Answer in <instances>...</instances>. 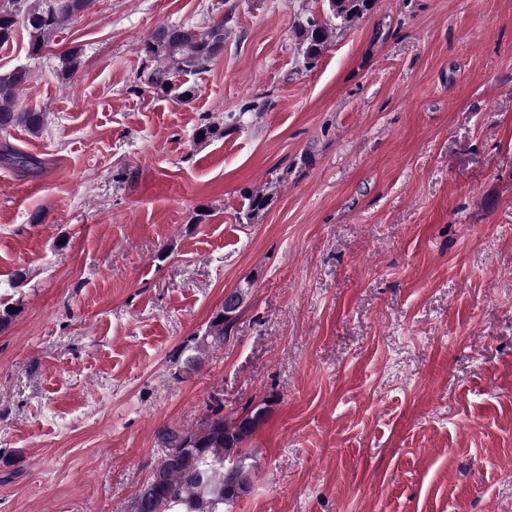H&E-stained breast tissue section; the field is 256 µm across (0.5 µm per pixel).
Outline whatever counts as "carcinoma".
I'll list each match as a JSON object with an SVG mask.
<instances>
[{"label":"carcinoma","mask_w":512,"mask_h":512,"mask_svg":"<svg viewBox=\"0 0 512 512\" xmlns=\"http://www.w3.org/2000/svg\"><path fill=\"white\" fill-rule=\"evenodd\" d=\"M95 0H8L0 7V46L14 40L23 30L28 37L29 56L40 55L55 34L76 15L88 10ZM327 18L310 16L299 25L298 48L306 67L312 68L337 30L334 21L354 26L370 11L376 0H326ZM224 50V20L206 26L170 24L154 30L144 41L143 52L150 62L144 70L145 85L154 93L188 101L195 90L175 84L180 74H198L208 69ZM62 76L71 77L78 69L79 50L72 48L61 56ZM25 66L0 69V136L15 127L33 134L45 125L46 113L39 108H21L16 93L29 81ZM0 161L25 170L40 162L4 141ZM247 216L266 209L271 197L264 187L245 189ZM230 328L228 318L218 312L205 333L179 347L175 360L187 371L197 370L210 347L224 342ZM266 409L255 406L243 420L224 418V406L210 407L193 429L164 427L157 433L163 454L146 482L131 499L127 512H225L250 485L253 464L240 445L264 421Z\"/></svg>","instance_id":"cac0c4a2"}]
</instances>
